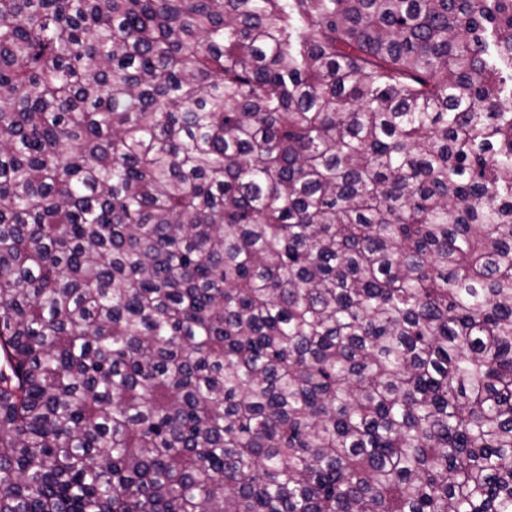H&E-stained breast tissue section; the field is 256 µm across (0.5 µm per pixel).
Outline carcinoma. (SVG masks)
<instances>
[{
  "label": "carcinoma",
  "mask_w": 512,
  "mask_h": 512,
  "mask_svg": "<svg viewBox=\"0 0 512 512\" xmlns=\"http://www.w3.org/2000/svg\"><path fill=\"white\" fill-rule=\"evenodd\" d=\"M0 512H512V0H0Z\"/></svg>",
  "instance_id": "cac0c4a2"
}]
</instances>
